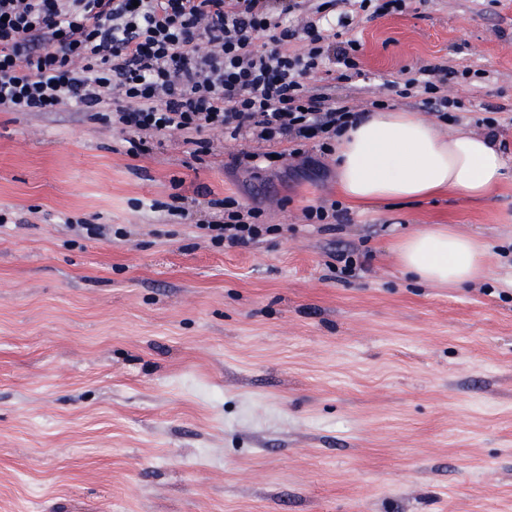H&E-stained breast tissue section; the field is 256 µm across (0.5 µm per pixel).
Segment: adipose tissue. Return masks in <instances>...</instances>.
<instances>
[{
	"label": "adipose tissue",
	"mask_w": 512,
	"mask_h": 512,
	"mask_svg": "<svg viewBox=\"0 0 512 512\" xmlns=\"http://www.w3.org/2000/svg\"><path fill=\"white\" fill-rule=\"evenodd\" d=\"M336 174L342 196L356 204L415 202L446 190L483 198L512 179V162L491 138L465 129L444 136L419 113L385 109L343 134ZM398 255L424 282L461 287L487 274L484 244L450 228L408 235Z\"/></svg>",
	"instance_id": "1"
}]
</instances>
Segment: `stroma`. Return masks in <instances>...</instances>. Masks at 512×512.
<instances>
[{
	"mask_svg": "<svg viewBox=\"0 0 512 512\" xmlns=\"http://www.w3.org/2000/svg\"><path fill=\"white\" fill-rule=\"evenodd\" d=\"M349 35L361 76L312 84L361 110L444 66L459 124L497 108L512 160V0H413ZM123 139L0 111V512H512V181L309 224L332 158L246 171L238 142ZM227 196L276 232L212 247ZM437 226L487 244L486 277L402 276L395 244Z\"/></svg>",
	"mask_w": 512,
	"mask_h": 512,
	"instance_id": "obj_1",
	"label": "stroma"
}]
</instances>
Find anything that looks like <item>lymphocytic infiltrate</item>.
Returning <instances> with one entry per match:
<instances>
[{"mask_svg": "<svg viewBox=\"0 0 512 512\" xmlns=\"http://www.w3.org/2000/svg\"><path fill=\"white\" fill-rule=\"evenodd\" d=\"M335 0H0V110L95 113L140 157L180 136L192 156L247 142L237 169L275 167L316 141L321 156L361 118L307 77L326 65L360 75L361 45ZM302 39L303 51L288 44ZM440 67L414 69L398 94L454 121ZM203 231L245 248L268 229L262 204L223 200Z\"/></svg>", "mask_w": 512, "mask_h": 512, "instance_id": "obj_1", "label": "lymphocytic infiltrate"}]
</instances>
